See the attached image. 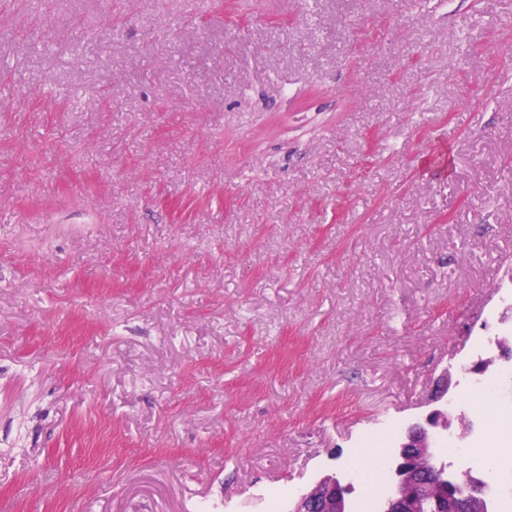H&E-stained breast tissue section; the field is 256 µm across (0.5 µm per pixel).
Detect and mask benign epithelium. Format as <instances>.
Listing matches in <instances>:
<instances>
[{"label": "benign epithelium", "mask_w": 512, "mask_h": 512, "mask_svg": "<svg viewBox=\"0 0 512 512\" xmlns=\"http://www.w3.org/2000/svg\"><path fill=\"white\" fill-rule=\"evenodd\" d=\"M440 390L435 402L438 406L423 420L412 423L406 438L397 449L398 464L395 478L399 495L388 501L383 512H418L420 500L429 494L430 482L420 474L439 479L445 468L436 463L432 438L450 427L448 403L445 396L452 386V374L444 372L439 379ZM349 488L340 484L334 476H326L308 489L295 503L292 512H344ZM492 487L480 478L470 477L468 493L461 499L457 512H492Z\"/></svg>", "instance_id": "benign-epithelium-1"}]
</instances>
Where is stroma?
<instances>
[{"label":"stroma","instance_id":"1","mask_svg":"<svg viewBox=\"0 0 512 512\" xmlns=\"http://www.w3.org/2000/svg\"><path fill=\"white\" fill-rule=\"evenodd\" d=\"M512 0H0V512H288L492 358Z\"/></svg>","mask_w":512,"mask_h":512}]
</instances>
